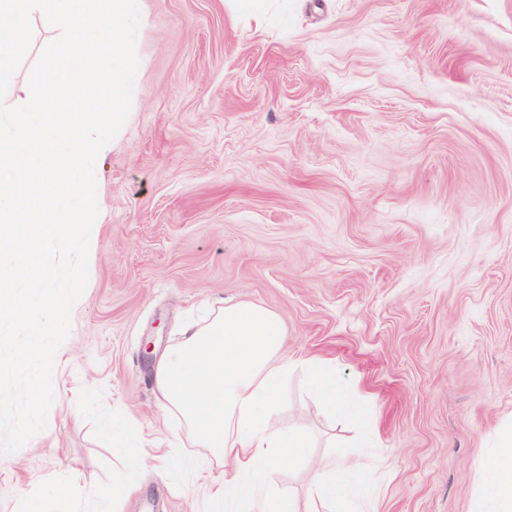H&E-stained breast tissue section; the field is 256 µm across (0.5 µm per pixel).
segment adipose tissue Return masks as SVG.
<instances>
[{"label":"adipose tissue","instance_id":"1","mask_svg":"<svg viewBox=\"0 0 512 512\" xmlns=\"http://www.w3.org/2000/svg\"><path fill=\"white\" fill-rule=\"evenodd\" d=\"M285 329L273 311L253 303H237L214 311L202 326L184 328L181 342L165 354L154 369L155 387L167 408L189 424L203 447L224 463V481L212 486L207 512H379L376 497L352 496L343 485L344 463L322 457L309 480L308 505L277 492L254 497L237 482L241 474L279 456L296 460L308 446L306 434L275 427L269 412L293 360L283 355ZM487 474L485 492L493 512H512V424L482 464ZM95 498L109 505V489L85 490L77 481L50 487L29 512H59L62 504Z\"/></svg>","mask_w":512,"mask_h":512}]
</instances>
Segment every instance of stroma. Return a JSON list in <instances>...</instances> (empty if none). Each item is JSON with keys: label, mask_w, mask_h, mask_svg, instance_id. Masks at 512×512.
<instances>
[{"label": "stroma", "mask_w": 512, "mask_h": 512, "mask_svg": "<svg viewBox=\"0 0 512 512\" xmlns=\"http://www.w3.org/2000/svg\"><path fill=\"white\" fill-rule=\"evenodd\" d=\"M124 128L96 163L90 277L47 426L0 456V512L50 478L122 480V512H206L224 469L164 410L183 325L251 302L290 372L272 415L307 456L255 481L304 502L335 442L380 512H474L512 421V0H139ZM136 440L113 451L104 428Z\"/></svg>", "instance_id": "1"}]
</instances>
